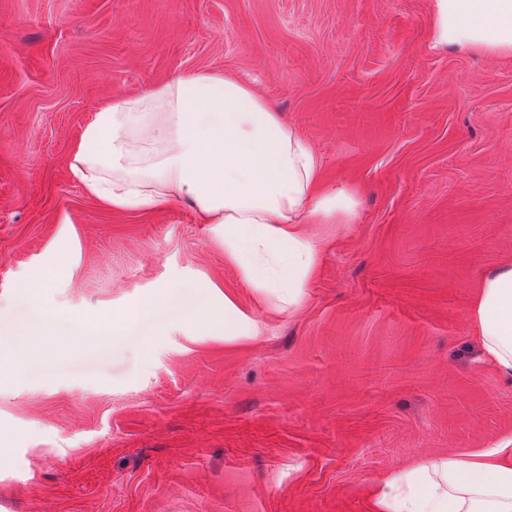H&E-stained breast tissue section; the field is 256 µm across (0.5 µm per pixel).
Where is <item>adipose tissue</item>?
Masks as SVG:
<instances>
[{
	"instance_id": "obj_1",
	"label": "adipose tissue",
	"mask_w": 512,
	"mask_h": 512,
	"mask_svg": "<svg viewBox=\"0 0 512 512\" xmlns=\"http://www.w3.org/2000/svg\"><path fill=\"white\" fill-rule=\"evenodd\" d=\"M432 45L512 54V0H432ZM69 167L84 193L122 211L188 199L219 225L244 282L300 307L329 240L313 224H347L351 193L324 189L315 149L247 84L188 71L93 112ZM182 287L134 301L99 322L116 336H151L197 315ZM483 361L512 378V257L483 273L471 308ZM59 330L47 311L17 323L12 360L39 363V342ZM371 512H512V438L480 453L423 459L373 484Z\"/></svg>"
}]
</instances>
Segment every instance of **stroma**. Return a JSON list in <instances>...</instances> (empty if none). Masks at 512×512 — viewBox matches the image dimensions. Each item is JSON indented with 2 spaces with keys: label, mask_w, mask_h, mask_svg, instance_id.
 Instances as JSON below:
<instances>
[{
  "label": "stroma",
  "mask_w": 512,
  "mask_h": 512,
  "mask_svg": "<svg viewBox=\"0 0 512 512\" xmlns=\"http://www.w3.org/2000/svg\"><path fill=\"white\" fill-rule=\"evenodd\" d=\"M192 70L248 82L355 198L352 223L311 225L332 247L297 310L188 201L118 212L72 177L90 111ZM509 255L512 55L433 49L431 0H0V337L175 285L202 311L5 364L0 512H370L380 477L512 435L470 317ZM228 298L260 336L213 328Z\"/></svg>",
  "instance_id": "obj_1"
}]
</instances>
